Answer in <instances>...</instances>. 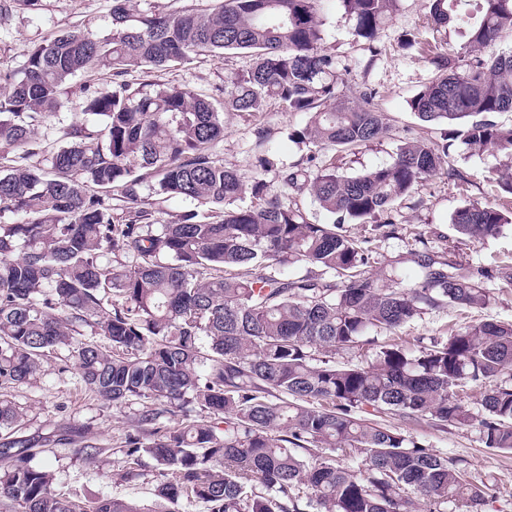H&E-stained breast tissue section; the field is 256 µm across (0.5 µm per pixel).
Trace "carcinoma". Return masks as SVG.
Segmentation results:
<instances>
[{"instance_id":"carcinoma-1","label":"carcinoma","mask_w":512,"mask_h":512,"mask_svg":"<svg viewBox=\"0 0 512 512\" xmlns=\"http://www.w3.org/2000/svg\"><path fill=\"white\" fill-rule=\"evenodd\" d=\"M342 2L368 43L397 4ZM461 2L431 0L434 24L455 21ZM321 3L215 0L169 14L112 0L109 34L68 31L27 53L22 77L0 93V141L34 154V126L58 108L63 87L79 73L105 68L120 77L132 65L245 50L253 65L225 77L223 110L259 112L275 99L287 112L309 115L290 133L295 143L310 150L367 145L388 126L372 92H362L357 105L337 97L336 65L322 48ZM477 13L461 63L434 54L437 73L410 108L425 123L458 125L453 133L470 153L493 147L512 157V126L484 118L512 112V51L476 55L512 27V0H478ZM85 114L102 123L72 129L76 140L52 154L51 170L16 166L0 174V214L23 215L0 224V387L30 381L65 350L98 396L140 404L137 430L125 436L132 465L122 478L137 476L141 457L153 459L164 477L157 497L170 504L164 512H179L183 499L205 512H418L421 502L429 512H455L461 500L482 512L484 491L466 469L359 413L372 408L474 427L485 447L511 452L512 323L481 320L414 352L385 343L366 366L335 358L370 331L403 327L427 308L489 301L483 271L450 273L429 256L418 262L413 287H401L394 271L377 278L345 229L373 222L382 236L394 233L393 205L445 163L448 137L406 141L391 162L353 176L323 167L279 171L283 185L309 189L334 216L312 224L260 178L251 187L258 203L232 207L244 184L208 151L224 138V119L206 96L178 85L117 82L89 96ZM137 165L155 178L154 195L196 202L208 216L191 210L157 225L152 204L139 196ZM114 209L121 211L116 220ZM506 223L500 209L481 202L451 218L473 240ZM116 252L125 258L117 268L104 260ZM297 262L321 274L258 272ZM226 265L256 274L227 278ZM327 273L341 276V287ZM468 385L483 388L476 411L457 395ZM188 406L194 416L186 422H161ZM21 417L20 407L0 399V501L15 512H145L108 496L82 506L57 495L51 466L33 463L51 439L16 434ZM76 439L84 442L76 454L103 453L76 425L63 426L56 442ZM338 456L358 464L340 465Z\"/></svg>"}]
</instances>
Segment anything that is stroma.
Returning <instances> with one entry per match:
<instances>
[{
	"instance_id": "1",
	"label": "stroma",
	"mask_w": 512,
	"mask_h": 512,
	"mask_svg": "<svg viewBox=\"0 0 512 512\" xmlns=\"http://www.w3.org/2000/svg\"><path fill=\"white\" fill-rule=\"evenodd\" d=\"M326 51L335 59L336 70L346 81L338 92L344 100L357 101L364 89L375 92V102L389 125L388 132L371 144L348 151L326 148L309 153L290 138L303 128L308 116L288 112L274 100L255 113L228 112L224 115V138L214 143V157L241 174L248 185L264 175L275 192L283 187L274 173H262L258 159L273 155L278 166L305 168L327 165L345 175L357 174L391 161L404 141L426 135L440 136L441 126L421 122L409 103L435 73L428 49L439 46L454 57L465 37L463 28L450 24L434 29L430 0H399L391 17L381 26L373 46H366L356 33V19L341 0H324L320 11ZM112 28V0H0V88L3 77L18 72L28 50L53 35L67 31L91 30L105 35ZM250 54L231 50L197 55L191 60L160 69L132 67L123 80L132 86L145 84L179 85L206 96H216L225 77L251 67ZM112 88V74L102 71L80 75L70 82L60 97L58 109L47 114L35 130L40 146L30 165L48 168V158L69 143V130L92 124L84 112L88 91L106 92ZM268 135L258 143L257 129ZM315 162H308V155ZM512 178V158L495 149L477 155L465 154L453 145L442 172L428 178L412 195L395 204L391 213L395 234L381 238L370 225L350 224L349 235L364 244L367 268L375 276L399 271L404 283L416 281L417 258L428 255L446 263L448 271L482 269L489 277L483 282L489 294L481 309H460L450 304L425 310L414 322L387 334L386 342L415 347L420 336H447L483 319L512 321V285H505L501 269L512 266V223L499 234L478 241L456 232L451 224L454 212L472 201L498 204L502 201L504 179ZM8 399L23 411L18 425L21 434L47 437L60 424L74 422L87 426L91 442L102 447L96 459L77 455L72 445L51 446L46 455L56 475L57 493L72 500L90 503L108 496L141 507H155V494L162 478L155 462L143 458L138 475L123 479L126 467L124 437L135 429L138 403L122 406L102 400L78 377L72 362L57 354L45 362L34 380L6 389ZM363 416L396 428L419 442L456 460L486 487L483 512H512V453L485 448L476 429L443 426L429 419H411L399 414L364 410Z\"/></svg>"
}]
</instances>
